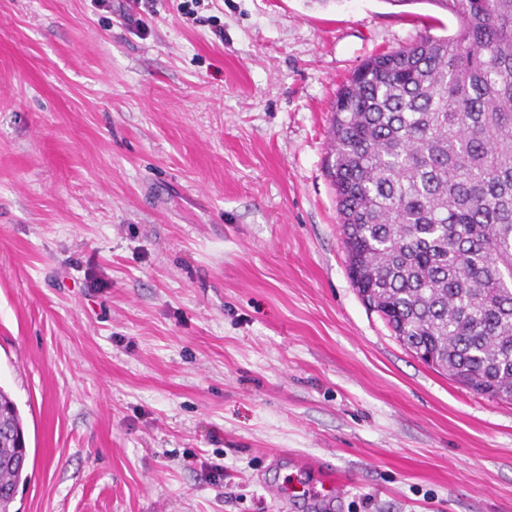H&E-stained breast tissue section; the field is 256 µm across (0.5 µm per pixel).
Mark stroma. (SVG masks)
Returning <instances> with one entry per match:
<instances>
[{"label":"stroma","instance_id":"stroma-1","mask_svg":"<svg viewBox=\"0 0 512 512\" xmlns=\"http://www.w3.org/2000/svg\"><path fill=\"white\" fill-rule=\"evenodd\" d=\"M456 20L416 0H0L12 512H512V401L366 308L326 175L339 88ZM224 467L215 479L211 465ZM268 487L275 491L277 500L290 502L291 506H294L301 500L304 502L306 500H312L313 502L333 500L343 491L344 482L335 473L331 472L325 474L318 483H313L312 487L301 485L302 490H295L285 483L276 482L268 485Z\"/></svg>","mask_w":512,"mask_h":512}]
</instances>
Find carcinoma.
Instances as JSON below:
<instances>
[{
	"instance_id": "carcinoma-1",
	"label": "carcinoma",
	"mask_w": 512,
	"mask_h": 512,
	"mask_svg": "<svg viewBox=\"0 0 512 512\" xmlns=\"http://www.w3.org/2000/svg\"><path fill=\"white\" fill-rule=\"evenodd\" d=\"M429 3L425 31L363 63L332 106L327 166L349 271L408 349L512 398V0ZM22 417L0 389V512L26 480Z\"/></svg>"
}]
</instances>
